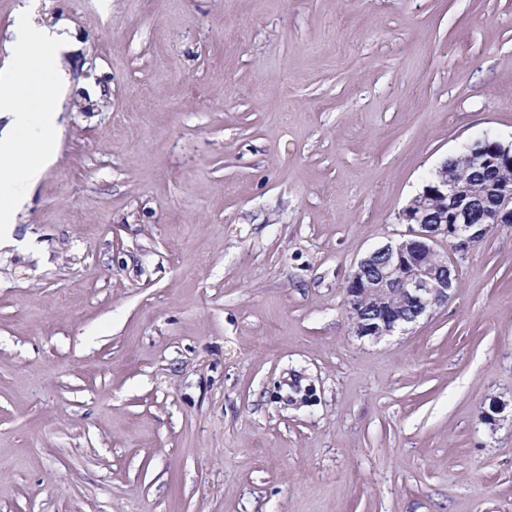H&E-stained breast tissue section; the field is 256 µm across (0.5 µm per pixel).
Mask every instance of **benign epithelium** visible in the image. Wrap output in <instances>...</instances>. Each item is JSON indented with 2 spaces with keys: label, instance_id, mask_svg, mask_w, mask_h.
<instances>
[{
  "label": "benign epithelium",
  "instance_id": "obj_1",
  "mask_svg": "<svg viewBox=\"0 0 512 512\" xmlns=\"http://www.w3.org/2000/svg\"><path fill=\"white\" fill-rule=\"evenodd\" d=\"M501 169L512 171V144L495 142ZM450 201L452 208L441 224L423 223L424 213L434 196ZM492 205L484 213L485 224L478 229L470 223L469 194L458 177H447L434 186L423 187L402 212L407 231L362 258L349 273L345 285L346 304L356 336L378 339L397 330L404 331L430 311L448 302L454 279L447 265H435L430 256L436 246L448 241L457 253H466L477 237L497 224L512 223V181L494 185ZM373 301L371 319L363 320L360 307Z\"/></svg>",
  "mask_w": 512,
  "mask_h": 512
}]
</instances>
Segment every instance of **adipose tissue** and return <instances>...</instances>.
Instances as JSON below:
<instances>
[{"label":"adipose tissue","mask_w":512,"mask_h":512,"mask_svg":"<svg viewBox=\"0 0 512 512\" xmlns=\"http://www.w3.org/2000/svg\"><path fill=\"white\" fill-rule=\"evenodd\" d=\"M16 56L0 69V246L10 245L13 229L29 203V190L51 164L52 143L61 136V104L68 84L61 66L64 37L38 25L31 7L18 10L9 29Z\"/></svg>","instance_id":"adipose-tissue-1"}]
</instances>
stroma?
I'll return each instance as SVG.
<instances>
[{"label": "stroma", "instance_id": "stroma-1", "mask_svg": "<svg viewBox=\"0 0 512 512\" xmlns=\"http://www.w3.org/2000/svg\"><path fill=\"white\" fill-rule=\"evenodd\" d=\"M36 13L70 96L0 249V512H512V224L407 331L343 290L512 143V0Z\"/></svg>", "mask_w": 512, "mask_h": 512}]
</instances>
